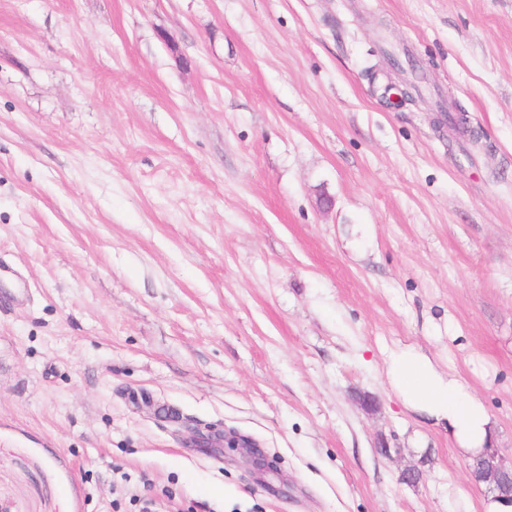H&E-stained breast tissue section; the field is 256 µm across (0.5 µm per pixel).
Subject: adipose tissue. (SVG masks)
Returning <instances> with one entry per match:
<instances>
[{"label":"adipose tissue","instance_id":"1","mask_svg":"<svg viewBox=\"0 0 512 512\" xmlns=\"http://www.w3.org/2000/svg\"><path fill=\"white\" fill-rule=\"evenodd\" d=\"M386 376L406 408L447 424L463 457L474 458L490 445L495 423L482 400L456 375L439 372L417 348L392 353Z\"/></svg>","mask_w":512,"mask_h":512}]
</instances>
